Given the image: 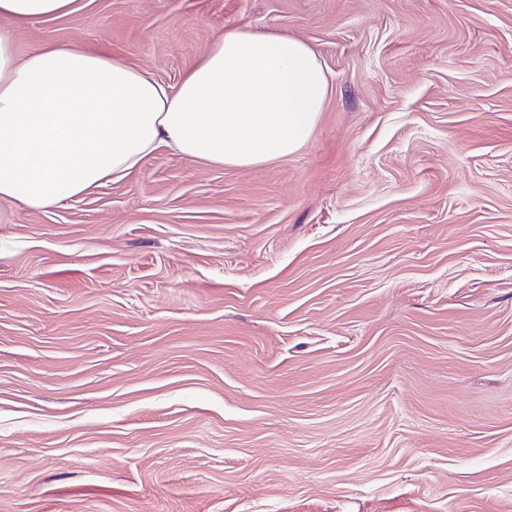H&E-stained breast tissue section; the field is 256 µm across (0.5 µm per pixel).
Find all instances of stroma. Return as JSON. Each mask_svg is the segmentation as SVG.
Listing matches in <instances>:
<instances>
[{"mask_svg": "<svg viewBox=\"0 0 512 512\" xmlns=\"http://www.w3.org/2000/svg\"><path fill=\"white\" fill-rule=\"evenodd\" d=\"M18 30L177 85L330 76L296 153L167 149L0 223V512H512V0H81Z\"/></svg>", "mask_w": 512, "mask_h": 512, "instance_id": "stroma-1", "label": "stroma"}]
</instances>
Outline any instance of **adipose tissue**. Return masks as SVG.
<instances>
[{"label":"adipose tissue","mask_w":512,"mask_h":512,"mask_svg":"<svg viewBox=\"0 0 512 512\" xmlns=\"http://www.w3.org/2000/svg\"><path fill=\"white\" fill-rule=\"evenodd\" d=\"M78 0H0V204L34 209L128 175L159 148L254 167L297 152L329 91L317 54L283 34L216 39L177 87L105 52L15 50L19 27Z\"/></svg>","instance_id":"adipose-tissue-1"}]
</instances>
